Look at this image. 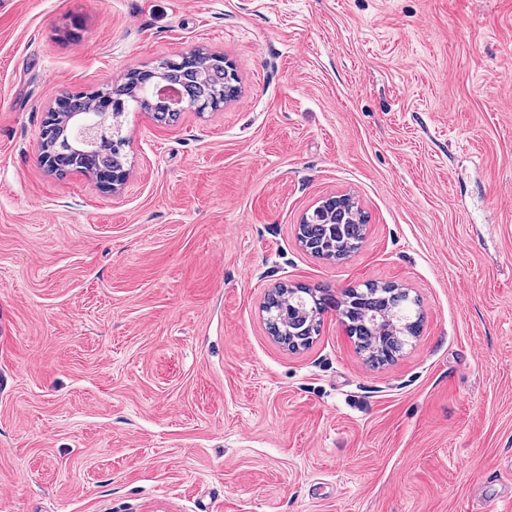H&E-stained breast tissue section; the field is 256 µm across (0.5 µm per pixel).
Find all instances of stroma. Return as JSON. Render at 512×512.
Instances as JSON below:
<instances>
[{
  "instance_id": "stroma-1",
  "label": "stroma",
  "mask_w": 512,
  "mask_h": 512,
  "mask_svg": "<svg viewBox=\"0 0 512 512\" xmlns=\"http://www.w3.org/2000/svg\"><path fill=\"white\" fill-rule=\"evenodd\" d=\"M198 48L238 98L129 112L121 191L40 164L63 95ZM367 282L421 300L394 361L271 336L274 286ZM511 461L512 0H0V512H506ZM344 212L340 211V216L348 219V224L351 226L352 231L347 237L342 239H326L325 237L322 239V252L321 253H313L310 252L320 258H325L328 260H340L349 256L352 252L356 251L359 248V244L363 239V230L365 224V216L361 209L358 208L355 204L340 202L338 206Z\"/></svg>"
}]
</instances>
